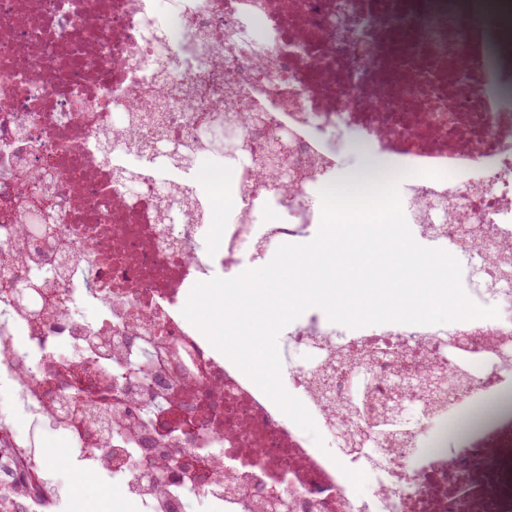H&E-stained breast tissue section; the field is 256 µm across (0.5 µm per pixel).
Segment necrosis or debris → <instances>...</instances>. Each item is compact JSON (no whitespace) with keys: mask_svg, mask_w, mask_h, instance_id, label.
<instances>
[{"mask_svg":"<svg viewBox=\"0 0 512 512\" xmlns=\"http://www.w3.org/2000/svg\"><path fill=\"white\" fill-rule=\"evenodd\" d=\"M511 59L512 0H0V174L51 175V191L35 181L27 195L58 214L56 249L39 270L59 320L37 334L0 322L10 349L0 403H15L0 428L29 467L46 472L48 430L70 461L110 477L143 512H165L133 450L101 440L98 420L80 412L82 401L107 409L132 388L166 442L223 455L236 491L212 474L169 484L211 512H254L243 490L256 486L293 512H512V310L441 328L351 329L312 308L289 324L278 339L282 384L326 440L333 404L392 393L399 345L420 367L443 360L464 379L411 421L352 414L368 442L333 458L182 314L197 282L239 276L268 244L314 238L315 199L335 182L348 133L415 171L400 193L415 240L465 259L484 305H497L500 263L512 255V82L490 77ZM283 132L287 190L277 172L260 175L259 162L224 149L240 139L258 151ZM202 157L225 167L227 186L202 182ZM166 193L190 201L174 223ZM147 321L157 334L122 356L98 343ZM162 341L193 377L190 413L150 397L142 373ZM479 397L497 400L495 421L449 450V425ZM18 411L28 432L13 425ZM348 468L369 476L370 493L356 491Z\"/></svg>","mask_w":512,"mask_h":512,"instance_id":"necrosis-or-debris-1","label":"necrosis or debris"}]
</instances>
